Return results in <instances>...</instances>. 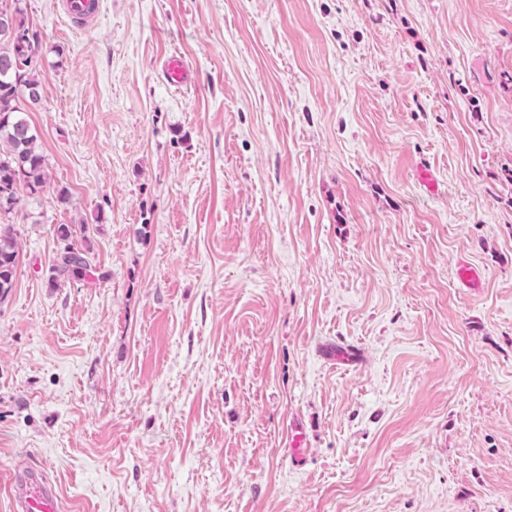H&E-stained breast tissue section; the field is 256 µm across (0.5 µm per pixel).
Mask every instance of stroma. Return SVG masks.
Returning <instances> with one entry per match:
<instances>
[{
	"instance_id": "35a3bbf8",
	"label": "stroma",
	"mask_w": 512,
	"mask_h": 512,
	"mask_svg": "<svg viewBox=\"0 0 512 512\" xmlns=\"http://www.w3.org/2000/svg\"><path fill=\"white\" fill-rule=\"evenodd\" d=\"M102 4L75 35L27 0L50 183L0 301V512L21 464L60 512H512V0ZM81 222L94 277L50 287ZM163 70L171 83L179 88L187 82L190 66L182 56L172 55L166 60Z\"/></svg>"
}]
</instances>
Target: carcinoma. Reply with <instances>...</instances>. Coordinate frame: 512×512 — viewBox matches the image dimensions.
I'll use <instances>...</instances> for the list:
<instances>
[{"mask_svg": "<svg viewBox=\"0 0 512 512\" xmlns=\"http://www.w3.org/2000/svg\"><path fill=\"white\" fill-rule=\"evenodd\" d=\"M42 38L30 26L26 0H0V301L14 288L19 245L12 219L24 197H36L49 179V164L40 150L39 133L26 112L42 103L37 71ZM88 225L58 224L59 244L51 285L88 276L92 259L80 245Z\"/></svg>", "mask_w": 512, "mask_h": 512, "instance_id": "obj_1", "label": "carcinoma"}]
</instances>
